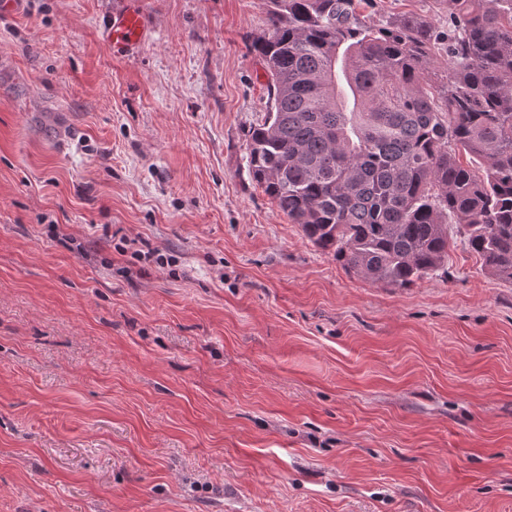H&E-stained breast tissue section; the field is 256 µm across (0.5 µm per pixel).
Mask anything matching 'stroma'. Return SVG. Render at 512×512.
Instances as JSON below:
<instances>
[{
  "label": "stroma",
  "instance_id": "1",
  "mask_svg": "<svg viewBox=\"0 0 512 512\" xmlns=\"http://www.w3.org/2000/svg\"><path fill=\"white\" fill-rule=\"evenodd\" d=\"M120 4L0 16V512H512V283L350 276L247 175L264 0ZM123 1L121 9L102 19V38L114 53L132 51L147 32V21L137 1Z\"/></svg>",
  "mask_w": 512,
  "mask_h": 512
}]
</instances>
